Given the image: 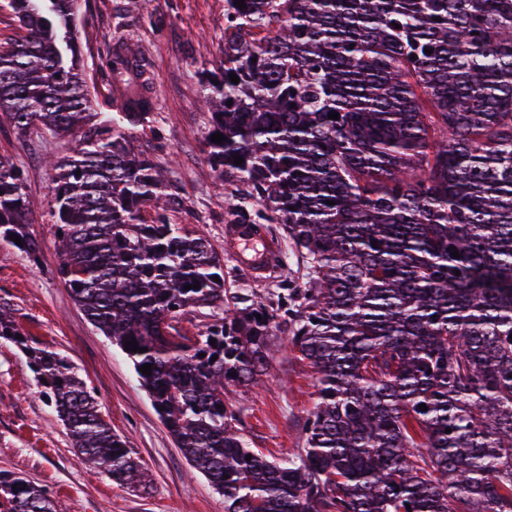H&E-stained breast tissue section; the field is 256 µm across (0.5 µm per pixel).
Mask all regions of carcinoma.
I'll use <instances>...</instances> for the list:
<instances>
[{
    "label": "carcinoma",
    "mask_w": 512,
    "mask_h": 512,
    "mask_svg": "<svg viewBox=\"0 0 512 512\" xmlns=\"http://www.w3.org/2000/svg\"><path fill=\"white\" fill-rule=\"evenodd\" d=\"M235 2L222 70L202 80L210 134L226 137L207 158L248 187L226 196L234 223L284 226L304 287H224V256L170 222L166 176L136 151L148 76L113 51L118 95L91 111L79 0H8L23 35L0 49V114L19 135L89 127L50 162L57 274L224 512H512V0ZM32 209L0 159V243L36 264ZM195 308L222 315L188 336ZM18 333L0 306V339L28 355L79 461L147 486L68 358ZM282 333L317 398L303 447L268 457L226 394L261 382ZM0 512L55 506L0 472Z\"/></svg>",
    "instance_id": "carcinoma-1"
}]
</instances>
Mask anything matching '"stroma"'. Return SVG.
<instances>
[{"mask_svg":"<svg viewBox=\"0 0 512 512\" xmlns=\"http://www.w3.org/2000/svg\"><path fill=\"white\" fill-rule=\"evenodd\" d=\"M224 0H81L78 46L85 78L99 112L112 109L107 61L122 48L150 76L156 112L137 134V146L166 172L175 197L172 223L224 246L229 221L225 193L243 184L220 182L206 154L208 114L200 99L202 73L224 61ZM78 135L19 138L0 118V158L21 172L35 203L31 234L41 245L40 265L0 244V305L9 307L32 346L67 356L93 388L105 420L125 437L152 482L132 489L82 465L52 408L38 394L28 357L0 342V471L44 488L56 512H224V500L186 459L152 406L131 362L94 328L56 275L55 237L48 214L47 159L71 154ZM227 288L267 296L285 284L301 285L296 264L257 279L232 254L224 256ZM311 368L272 349L265 386L231 399L250 448L282 456L302 445L301 428L315 401Z\"/></svg>","mask_w":512,"mask_h":512,"instance_id":"obj_1","label":"stroma"}]
</instances>
